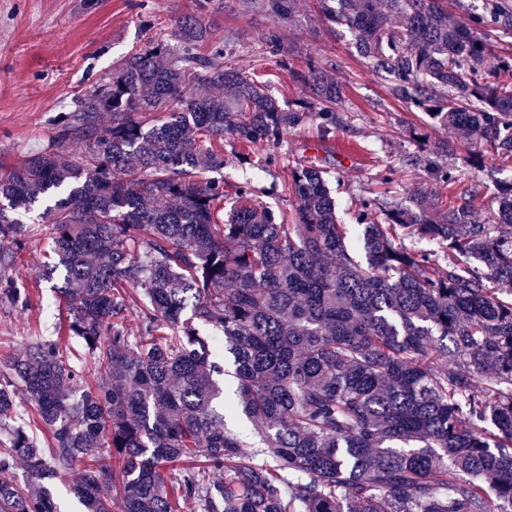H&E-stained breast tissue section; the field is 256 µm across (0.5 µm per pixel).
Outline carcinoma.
I'll list each match as a JSON object with an SVG mask.
<instances>
[{"instance_id":"1","label":"carcinoma","mask_w":512,"mask_h":512,"mask_svg":"<svg viewBox=\"0 0 512 512\" xmlns=\"http://www.w3.org/2000/svg\"><path fill=\"white\" fill-rule=\"evenodd\" d=\"M320 2L394 98L468 139L471 163H512V55L493 52L509 0L462 19L447 0ZM167 29L74 98L43 150L0 164V264L49 230L42 278L96 374L84 383L60 336L0 360V512H58L47 481L72 470L83 512H512V181L490 222L475 182L444 209L363 198L340 224L323 171L283 157L291 216L247 183L226 210L224 179L205 177L224 136L275 148L307 116L329 139L336 82L289 70L316 99L286 109L263 57L234 64L195 16ZM404 163L458 183L447 161ZM37 207L42 224L16 219ZM416 237L443 256L402 245ZM0 303L28 306L23 279L0 276Z\"/></svg>"}]
</instances>
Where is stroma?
Masks as SVG:
<instances>
[{"label":"stroma","mask_w":512,"mask_h":512,"mask_svg":"<svg viewBox=\"0 0 512 512\" xmlns=\"http://www.w3.org/2000/svg\"><path fill=\"white\" fill-rule=\"evenodd\" d=\"M291 15H276L269 0H0V162L13 163L45 146L52 122L72 99L130 52L142 48L153 22L172 23L188 15L201 16L223 36L240 65L258 55L265 58L267 80L281 104L309 96L311 90L290 80V70L316 66L336 82L346 125L333 140L322 141L314 120L286 134L275 150L244 149L232 137L224 139V190L251 184L260 199L277 211L293 212L294 201L280 191L278 156L323 164L336 201L340 223L350 221L349 207L359 197L389 205L407 185L446 204L448 189L422 171L403 168L405 153L431 152L438 141L457 154L460 186L477 182L482 193L477 212L488 215V203L500 182L512 178V168L485 154L481 168H472L461 138L439 127L430 141L411 139L410 127L429 118L413 105L392 99L386 85L360 57L350 33L327 21L318 0H294ZM275 161H268V154ZM50 245L48 232L38 233L20 253L10 276H22L30 290L27 308L0 305V358L31 343L54 336L64 310L53 291L40 281V261Z\"/></svg>","instance_id":"stroma-1"}]
</instances>
